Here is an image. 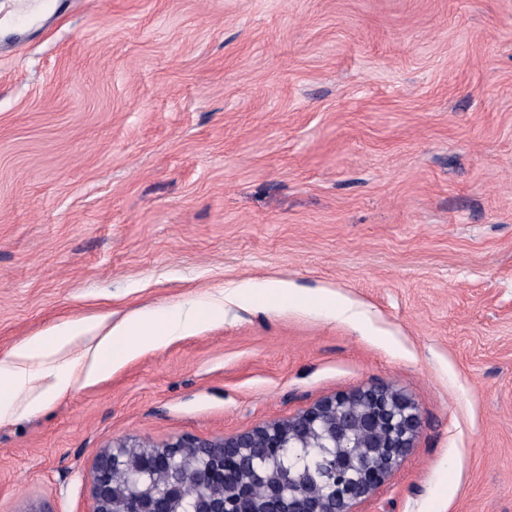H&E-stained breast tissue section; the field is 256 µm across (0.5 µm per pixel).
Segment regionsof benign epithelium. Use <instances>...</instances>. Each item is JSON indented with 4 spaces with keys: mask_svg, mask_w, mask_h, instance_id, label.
Returning <instances> with one entry per match:
<instances>
[{
    "mask_svg": "<svg viewBox=\"0 0 512 512\" xmlns=\"http://www.w3.org/2000/svg\"><path fill=\"white\" fill-rule=\"evenodd\" d=\"M421 418L415 403L389 387H369L327 397L297 416L240 434L231 439L183 435L159 448L142 449L125 466L126 450L137 442L105 447L92 464V512H173L182 496L186 455L200 460L193 473L199 489L224 480V497L198 495L193 512H355L400 465L413 447ZM316 439L318 457L293 469L270 474L269 465L283 456L294 458ZM126 467L127 481L118 487L115 470ZM158 468L169 470L162 494L140 493L132 486ZM318 484L307 490L309 482ZM261 486L264 494H254Z\"/></svg>",
    "mask_w": 512,
    "mask_h": 512,
    "instance_id": "1",
    "label": "benign epithelium"
}]
</instances>
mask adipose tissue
Here are the masks:
<instances>
[{
	"instance_id": "ef3b65f1",
	"label": "adipose tissue",
	"mask_w": 512,
	"mask_h": 512,
	"mask_svg": "<svg viewBox=\"0 0 512 512\" xmlns=\"http://www.w3.org/2000/svg\"><path fill=\"white\" fill-rule=\"evenodd\" d=\"M214 314V304L201 302L186 312L140 313L117 325L106 315L68 320L49 335L29 337L0 361V420L37 412L47 401L67 393L75 381L94 384L104 370L195 332ZM77 346L82 354L70 357ZM38 374L43 387L28 390Z\"/></svg>"
}]
</instances>
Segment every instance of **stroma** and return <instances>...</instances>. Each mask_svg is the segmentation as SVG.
Listing matches in <instances>:
<instances>
[{"label": "stroma", "mask_w": 512, "mask_h": 512, "mask_svg": "<svg viewBox=\"0 0 512 512\" xmlns=\"http://www.w3.org/2000/svg\"><path fill=\"white\" fill-rule=\"evenodd\" d=\"M272 280L304 303L233 295ZM213 299L0 421V512H89L110 442L370 386L421 427L356 512H512V0H72L0 35V360Z\"/></svg>", "instance_id": "1"}]
</instances>
